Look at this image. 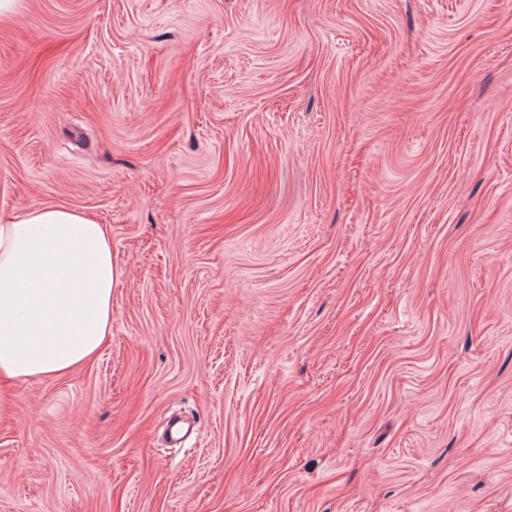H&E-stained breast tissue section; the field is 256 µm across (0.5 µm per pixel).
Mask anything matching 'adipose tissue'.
Wrapping results in <instances>:
<instances>
[{"label": "adipose tissue", "instance_id": "ef3b65f1", "mask_svg": "<svg viewBox=\"0 0 512 512\" xmlns=\"http://www.w3.org/2000/svg\"><path fill=\"white\" fill-rule=\"evenodd\" d=\"M119 278L110 229L89 214L0 216V377H54L91 361L111 333Z\"/></svg>", "mask_w": 512, "mask_h": 512}]
</instances>
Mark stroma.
Wrapping results in <instances>:
<instances>
[{
	"label": "stroma",
	"mask_w": 512,
	"mask_h": 512,
	"mask_svg": "<svg viewBox=\"0 0 512 512\" xmlns=\"http://www.w3.org/2000/svg\"><path fill=\"white\" fill-rule=\"evenodd\" d=\"M48 205L121 281L12 384L0 512H512V0H23L0 212Z\"/></svg>",
	"instance_id": "1"
}]
</instances>
